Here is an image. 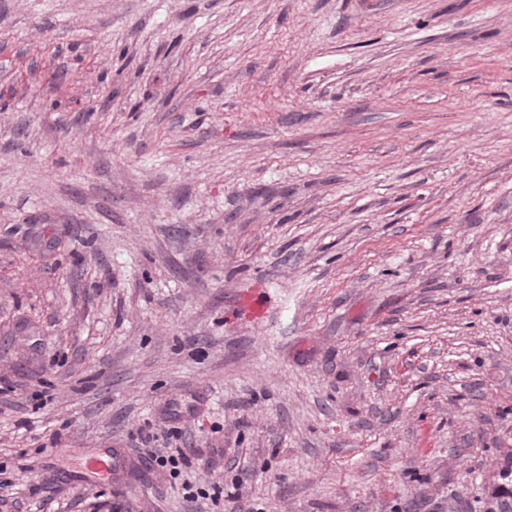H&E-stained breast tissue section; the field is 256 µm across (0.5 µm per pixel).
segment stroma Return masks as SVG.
<instances>
[{"instance_id": "35a3bbf8", "label": "stroma", "mask_w": 512, "mask_h": 512, "mask_svg": "<svg viewBox=\"0 0 512 512\" xmlns=\"http://www.w3.org/2000/svg\"><path fill=\"white\" fill-rule=\"evenodd\" d=\"M511 456L512 0H0V512H492ZM148 460L156 468L166 469L173 479L179 478L182 468L191 462L182 448H174L173 451H166L160 454L152 453L149 455Z\"/></svg>"}]
</instances>
